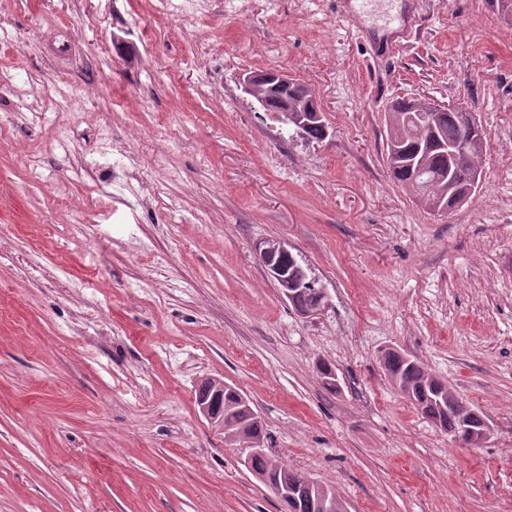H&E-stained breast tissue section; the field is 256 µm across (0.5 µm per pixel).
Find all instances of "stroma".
Instances as JSON below:
<instances>
[{"label":"stroma","mask_w":512,"mask_h":512,"mask_svg":"<svg viewBox=\"0 0 512 512\" xmlns=\"http://www.w3.org/2000/svg\"><path fill=\"white\" fill-rule=\"evenodd\" d=\"M275 69L315 90L322 141L241 91ZM403 97L485 130L448 216L384 161ZM268 239L321 315L280 299ZM387 348L488 438L424 418ZM209 378L348 512H512V26L485 0H0V512H283L201 415ZM276 250L290 252L288 250L287 242L282 240H268L263 242V245L259 246V255L265 256ZM270 258L275 264L281 266L285 272H288V279H291L295 283L293 288L280 287V298L284 301L290 300L292 293L288 289H291L292 291H295L291 304L295 310L309 309L306 312L300 313V315L303 317H314L316 315H320L329 307L330 297L326 289L322 286L323 289L320 295V291L316 286L317 282L315 280L313 284L307 283L312 278L308 273L309 268L307 265L302 263V259L298 260L291 252L288 254L276 252ZM305 274H307V277ZM389 382L425 417L452 437L466 421L475 424L484 413L463 401L447 381L405 352L385 350L379 357Z\"/></svg>","instance_id":"1"}]
</instances>
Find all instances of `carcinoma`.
Masks as SVG:
<instances>
[{"label": "carcinoma", "instance_id": "cac0c4a2", "mask_svg": "<svg viewBox=\"0 0 512 512\" xmlns=\"http://www.w3.org/2000/svg\"><path fill=\"white\" fill-rule=\"evenodd\" d=\"M288 109L300 116L292 136L306 142L324 138V128L304 117L305 101L301 90L288 92ZM387 128L385 159L393 178L413 194L422 191L440 203L471 185V175L481 168L485 148L482 126L473 123V113L460 105L418 111L412 99L394 102L386 113ZM271 260L288 272L295 286L292 306L297 310L318 306L321 295L316 284L310 283L309 268L292 254L280 252ZM381 368L398 392L441 430L455 437L466 421H479L483 412L463 401L457 390L435 376L427 367L405 352L384 351L379 357ZM317 371L323 386L337 391L339 379L331 364L321 363ZM224 419V437L260 448L265 432L262 423L251 411L238 389H224L219 406ZM251 471L268 480L284 510L298 504L297 512H347L337 490L313 480L308 475L288 467L279 457L264 451L250 458Z\"/></svg>", "mask_w": 512, "mask_h": 512}]
</instances>
